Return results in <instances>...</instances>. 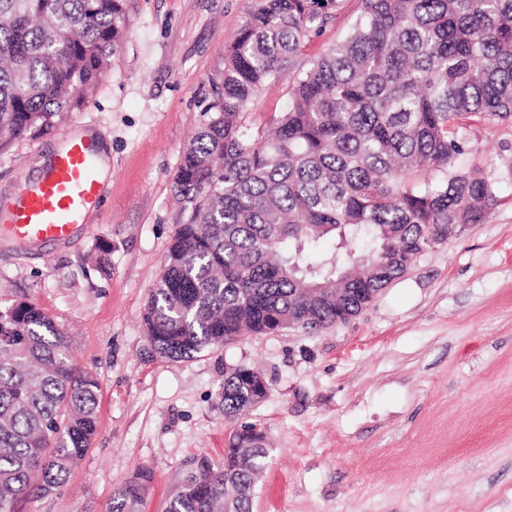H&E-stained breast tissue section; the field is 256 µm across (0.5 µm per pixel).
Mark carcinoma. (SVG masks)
<instances>
[{"label": "carcinoma", "instance_id": "carcinoma-1", "mask_svg": "<svg viewBox=\"0 0 512 512\" xmlns=\"http://www.w3.org/2000/svg\"><path fill=\"white\" fill-rule=\"evenodd\" d=\"M340 0H257L224 61L221 91L174 174L180 203L163 271L145 305L160 357L191 359L288 321L346 324L362 302L459 225L498 202L463 135L512 121V0H362L348 34L307 66ZM127 30L125 0H0V133L55 128L83 105ZM289 75L274 130L240 116ZM239 367L224 377L233 423L224 459H199L166 512H252L270 449L243 442L259 405ZM99 382L36 303L0 308V512L54 493L90 447ZM138 469L106 512H141Z\"/></svg>", "mask_w": 512, "mask_h": 512}]
</instances>
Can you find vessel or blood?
I'll return each instance as SVG.
<instances>
[{"mask_svg":"<svg viewBox=\"0 0 512 512\" xmlns=\"http://www.w3.org/2000/svg\"><path fill=\"white\" fill-rule=\"evenodd\" d=\"M103 184L93 141L69 138L51 158L38 180L18 187L0 223L22 248L66 241L86 223L102 194Z\"/></svg>","mask_w":512,"mask_h":512,"instance_id":"b4317fda","label":"vessel or blood"}]
</instances>
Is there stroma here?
I'll use <instances>...</instances> for the list:
<instances>
[{"mask_svg": "<svg viewBox=\"0 0 512 512\" xmlns=\"http://www.w3.org/2000/svg\"><path fill=\"white\" fill-rule=\"evenodd\" d=\"M253 6L125 0L127 34L84 105L50 133L0 147V202L69 135L95 133L110 166L70 241L25 250L0 233V306L39 305L100 383L90 449L66 485L19 512H104L140 467L153 476L144 512H163L201 457L223 459L224 377L241 366L270 384L248 416L271 444L253 512H512V124L467 135L466 164L498 185L487 220L422 255L349 323L246 334L182 361L152 352L142 314L180 218L173 176ZM360 10L341 0L296 67ZM287 105L283 78L243 122L267 127ZM102 241L104 271L92 260Z\"/></svg>", "mask_w": 512, "mask_h": 512, "instance_id": "35a3bbf8", "label": "stroma"}]
</instances>
